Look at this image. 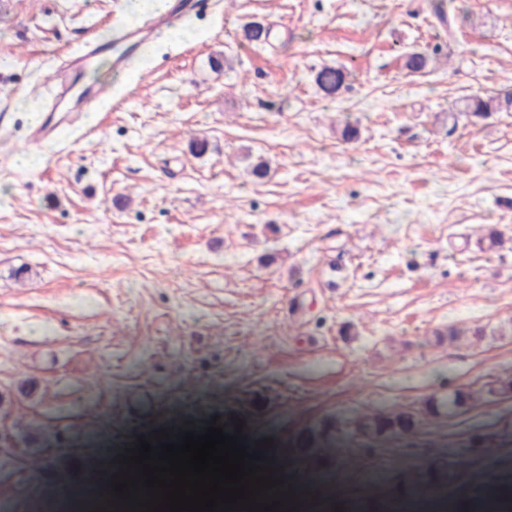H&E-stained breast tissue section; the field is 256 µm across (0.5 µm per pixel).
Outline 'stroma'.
Segmentation results:
<instances>
[{
  "label": "stroma",
  "instance_id": "stroma-1",
  "mask_svg": "<svg viewBox=\"0 0 512 512\" xmlns=\"http://www.w3.org/2000/svg\"><path fill=\"white\" fill-rule=\"evenodd\" d=\"M450 8L447 35L428 0H216L194 39L156 33L118 78L99 61L114 103L33 146L56 55L128 16L0 6V512L215 420L316 512L512 480V111L454 109L512 84V0ZM346 74L342 69L325 66L314 76V82L326 95H335L344 85Z\"/></svg>",
  "mask_w": 512,
  "mask_h": 512
}]
</instances>
